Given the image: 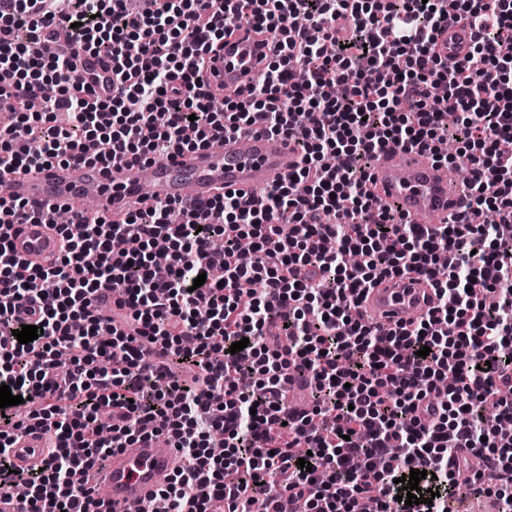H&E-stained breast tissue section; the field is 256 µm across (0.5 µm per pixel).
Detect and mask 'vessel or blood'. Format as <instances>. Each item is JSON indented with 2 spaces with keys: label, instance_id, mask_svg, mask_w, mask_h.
Wrapping results in <instances>:
<instances>
[{
  "label": "vessel or blood",
  "instance_id": "1",
  "mask_svg": "<svg viewBox=\"0 0 512 512\" xmlns=\"http://www.w3.org/2000/svg\"><path fill=\"white\" fill-rule=\"evenodd\" d=\"M473 42L467 21L451 23L437 38V51L448 62L462 59ZM271 54L267 38L239 30L225 38L223 48L206 57L204 77L215 96L225 89L245 88L264 68ZM72 64L87 81L110 76L108 58L76 51ZM299 153L286 136L265 132L228 135L208 147L148 166L126 162L102 167L74 163L66 168L44 167L28 173L1 172L0 199L65 207L73 219L83 214L87 191H95L102 211L122 222L150 182L157 201L202 202L227 192H252L287 178ZM375 192L412 224H447L468 213V196L446 166L421 150L393 147L378 153L371 169ZM15 253L26 263L49 266L61 250V239L49 224H18L12 234ZM435 305L431 280L408 275L383 280L370 288L362 308L372 327L386 331L419 320ZM41 438L17 436L12 449L16 468L29 470L44 463ZM171 449L145 440L136 447L112 453L84 474L85 483L107 490L103 512H147L156 489L175 467Z\"/></svg>",
  "mask_w": 512,
  "mask_h": 512
}]
</instances>
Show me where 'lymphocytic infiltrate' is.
<instances>
[{
    "label": "lymphocytic infiltrate",
    "instance_id": "1",
    "mask_svg": "<svg viewBox=\"0 0 512 512\" xmlns=\"http://www.w3.org/2000/svg\"><path fill=\"white\" fill-rule=\"evenodd\" d=\"M55 17L71 43L111 59V98L67 51L34 49ZM458 17L474 42L450 65L435 46ZM243 25L267 34L272 56L253 84L215 101L204 57ZM511 42L512 0H151L138 13L125 0H0V99L15 117L0 127V172L145 165L250 128L301 149L297 170L261 198L144 196L118 224L87 216L75 229L57 224V205L0 201V385L35 405L0 416V488L25 486L18 512H101L80 473L160 434L180 460L156 493L168 512H252L283 492L306 512L366 501L448 512L470 465L460 448L487 463L463 486L512 512V437L483 415L490 404L512 418ZM452 135L469 159L470 209L495 223L403 222L368 188L374 155L391 144L444 164ZM46 222L63 252L29 266L9 227ZM352 252L362 265L348 264ZM412 273L432 278L433 313L378 334L358 312L364 293ZM247 281L260 291L243 292ZM23 305L39 312L27 344L13 336ZM294 372L316 380L299 416L283 401ZM36 429L48 435L43 468L9 472L15 436ZM413 469L437 491L432 503L398 501L396 480Z\"/></svg>",
    "mask_w": 512,
    "mask_h": 512
}]
</instances>
